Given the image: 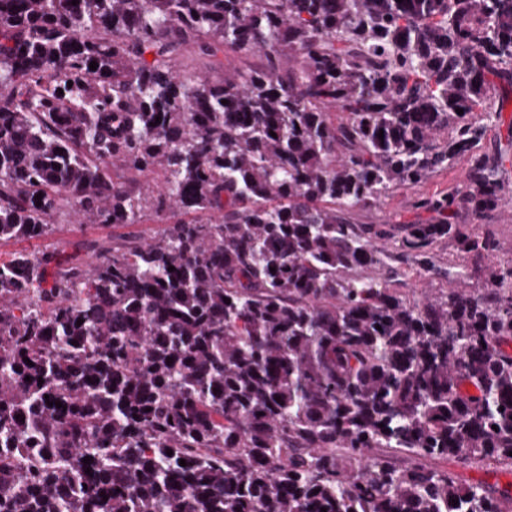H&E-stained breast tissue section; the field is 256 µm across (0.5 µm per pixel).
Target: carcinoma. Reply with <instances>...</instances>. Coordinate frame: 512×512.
<instances>
[{
	"instance_id": "cac0c4a2",
	"label": "carcinoma",
	"mask_w": 512,
	"mask_h": 512,
	"mask_svg": "<svg viewBox=\"0 0 512 512\" xmlns=\"http://www.w3.org/2000/svg\"><path fill=\"white\" fill-rule=\"evenodd\" d=\"M511 100L512 0H0V241L164 222L0 259V512H504L428 461H512V265L475 227ZM459 156L392 249L355 222ZM442 241L481 285L378 277ZM55 226L54 232L43 240H30L0 243V257L19 249L39 251L45 248L55 250L63 256H75L81 261H88L91 255L90 245L94 242H102L127 233L138 234L145 239L161 228V224L155 221H147L146 224H133L128 227L112 229V226L102 224H79L70 217H64Z\"/></svg>"
}]
</instances>
